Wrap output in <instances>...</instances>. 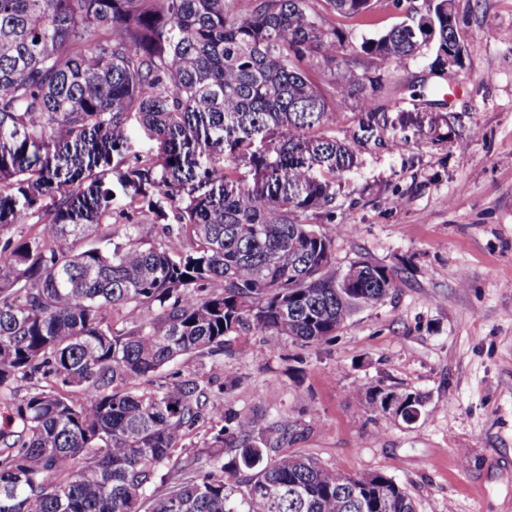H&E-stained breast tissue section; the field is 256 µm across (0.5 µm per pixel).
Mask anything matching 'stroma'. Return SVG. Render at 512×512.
Instances as JSON below:
<instances>
[{
  "mask_svg": "<svg viewBox=\"0 0 512 512\" xmlns=\"http://www.w3.org/2000/svg\"><path fill=\"white\" fill-rule=\"evenodd\" d=\"M459 66L425 46L387 68L379 143L355 149L333 220L312 217L337 265L399 273L382 305L321 345L248 336L235 356L177 370L229 383L228 403L287 416L284 451L343 474L382 473L417 512H512V0H455ZM409 0L336 18L352 46L405 19ZM460 86L450 100L440 86ZM415 392L416 422L370 410L366 391Z\"/></svg>",
  "mask_w": 512,
  "mask_h": 512,
  "instance_id": "obj_1",
  "label": "stroma"
}]
</instances>
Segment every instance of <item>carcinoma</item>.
I'll return each mask as SVG.
<instances>
[{"mask_svg": "<svg viewBox=\"0 0 512 512\" xmlns=\"http://www.w3.org/2000/svg\"><path fill=\"white\" fill-rule=\"evenodd\" d=\"M0 0V512H416L380 473L344 475L269 450L286 421L224 404V387L174 371L188 355H231L255 331L321 344L381 303L398 272L341 268L308 223L333 213L350 144L327 135L352 98L367 116L381 74L433 41L463 38L448 0H428L353 47L323 91L301 67L335 58L336 26L371 0ZM136 118L155 160L118 172L152 188L158 243L113 233L104 177ZM263 149L251 150L255 142ZM208 152L222 161L201 167ZM254 172L246 185L240 164ZM51 207L42 212L44 198ZM34 231L1 234L17 224ZM23 399L14 401L19 391ZM211 423L204 448L185 440Z\"/></svg>", "mask_w": 512, "mask_h": 512, "instance_id": "cac0c4a2", "label": "carcinoma"}]
</instances>
